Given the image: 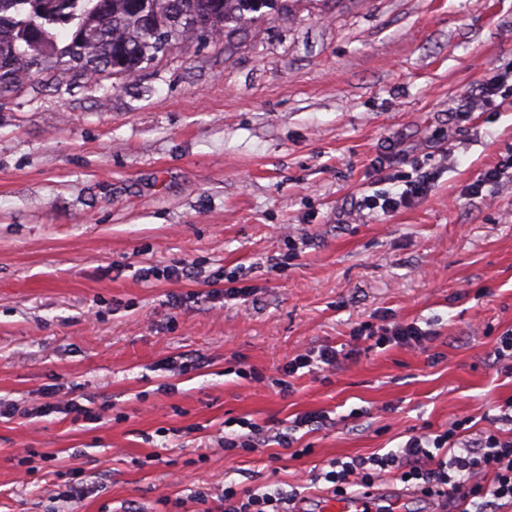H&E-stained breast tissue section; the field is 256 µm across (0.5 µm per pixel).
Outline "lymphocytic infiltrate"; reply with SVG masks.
<instances>
[{"mask_svg": "<svg viewBox=\"0 0 512 512\" xmlns=\"http://www.w3.org/2000/svg\"><path fill=\"white\" fill-rule=\"evenodd\" d=\"M434 179L417 172L399 193L360 199L363 209L390 213L424 196ZM505 431L467 437L469 418L452 422L435 436H413L399 450L383 455L354 456L332 462L324 479L333 493L351 494L372 486L379 474L393 469L401 482L412 484L425 496H437L471 506L472 512H502L512 506V401L499 416ZM298 490L260 492L225 486L221 512H293Z\"/></svg>", "mask_w": 512, "mask_h": 512, "instance_id": "f902f5d3", "label": "lymphocytic infiltrate"}]
</instances>
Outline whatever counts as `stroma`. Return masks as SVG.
<instances>
[{"label":"stroma","instance_id":"stroma-1","mask_svg":"<svg viewBox=\"0 0 512 512\" xmlns=\"http://www.w3.org/2000/svg\"><path fill=\"white\" fill-rule=\"evenodd\" d=\"M507 67L512 0H286L135 75L36 74L0 100V398L112 402L96 424L0 421V512H203L227 483L296 488L298 512H323L334 460L464 416L471 435L499 429L512 180L468 188L512 155V98L448 113ZM419 168L426 196L357 208ZM150 266L185 274L141 281ZM394 320L430 341L352 339ZM324 344L351 356L277 385L287 356ZM186 353L205 367L162 369ZM306 412L333 424L224 448L240 421ZM74 473L91 493L71 505Z\"/></svg>","mask_w":512,"mask_h":512}]
</instances>
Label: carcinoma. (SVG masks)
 Returning a JSON list of instances; mask_svg holds the SVG:
<instances>
[{
  "instance_id": "carcinoma-1",
  "label": "carcinoma",
  "mask_w": 512,
  "mask_h": 512,
  "mask_svg": "<svg viewBox=\"0 0 512 512\" xmlns=\"http://www.w3.org/2000/svg\"><path fill=\"white\" fill-rule=\"evenodd\" d=\"M276 0H0V98L33 71L130 77L175 44L215 38Z\"/></svg>"
}]
</instances>
